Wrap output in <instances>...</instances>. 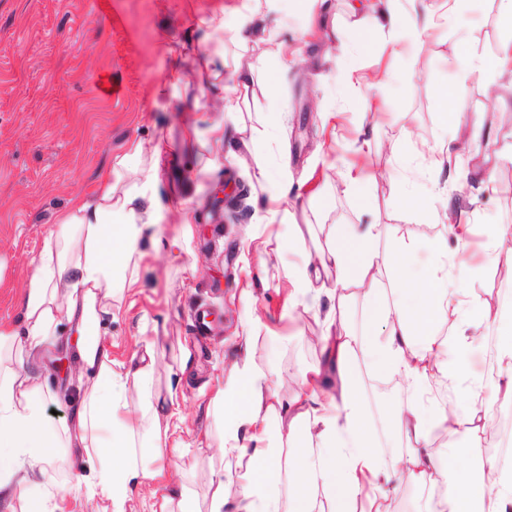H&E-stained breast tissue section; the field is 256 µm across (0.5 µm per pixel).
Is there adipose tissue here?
<instances>
[{
	"label": "adipose tissue",
	"instance_id": "ef3b65f1",
	"mask_svg": "<svg viewBox=\"0 0 512 512\" xmlns=\"http://www.w3.org/2000/svg\"><path fill=\"white\" fill-rule=\"evenodd\" d=\"M508 33L496 53L463 61L466 75L481 76L512 63V0H501ZM91 198L75 203L60 233L45 239L22 299L24 332L0 327V500L19 512H63L47 469L62 464L94 512H129L134 490L144 480L163 477L168 439L176 430L178 407L148 406L150 444L141 447L130 419L129 393H150L158 365L153 345L124 368L112 359L106 331L113 303L125 284L136 283L134 256L144 232L157 223L161 201L156 176L116 194L111 171L99 177ZM326 249L284 269L292 298H329L324 329L317 341L336 375L325 384L319 368L306 370L293 399H283L271 374L257 363L258 330H243V356L224 368L210 401L223 425L220 454L235 474L234 500L215 474L208 505L187 490L162 495L151 512H389L388 485L434 487L449 465L431 451L435 437L454 436L458 425L485 433L489 414L477 392L465 408L436 398L433 385L455 389L468 374L476 339L434 331L448 309L464 323L486 322V308L468 300L455 285L461 269L447 240L431 244L424 275L381 289V269L411 262L415 245L395 241L379 247L376 224L330 229ZM364 301L359 327H348V304ZM77 334L73 358L77 387L73 409L61 427L45 417L48 397L26 367L36 352L56 346L59 325ZM374 375L404 386L405 401L372 404L359 381L357 359ZM388 417L409 454L388 460L385 437L375 430V414ZM417 512H512V456L486 459L479 474L461 467L443 499L425 500Z\"/></svg>",
	"mask_w": 512,
	"mask_h": 512
}]
</instances>
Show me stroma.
<instances>
[{
	"mask_svg": "<svg viewBox=\"0 0 512 512\" xmlns=\"http://www.w3.org/2000/svg\"><path fill=\"white\" fill-rule=\"evenodd\" d=\"M368 2L274 0L262 24L281 37L258 44L234 36L242 0H0V323L19 322L31 261L61 231L71 201L93 196L100 172L140 144L133 169L112 182L128 190L157 164L163 210L140 242L139 280L107 330L113 359L125 364L157 341L154 394L176 396L185 416L183 446L166 467L185 472L199 497L222 466L209 405L220 369L239 355L245 320L255 318L260 344L274 348L260 364L283 397L294 396L303 369L324 361L315 338L328 299L290 306L282 268L259 266L263 248L299 262L324 244L330 224L383 225L385 248L447 238L470 298L490 311L473 378L512 336L492 262L498 247H512V129L500 127L512 114V65L491 87L462 80L459 69L496 50L500 0H470L452 25L432 19L420 47L374 29L363 52L356 22ZM218 10L220 36L200 23ZM219 44L224 62L213 77L199 57ZM259 56L265 66L237 88L241 111L229 118L223 87ZM460 80L464 107L448 126L438 91ZM106 84L116 94L104 95ZM457 169L465 183L454 181ZM265 179L287 185V195L262 190ZM226 182L234 191L216 202ZM452 224L469 225L463 240L450 237ZM496 228L502 239L490 237ZM52 359L47 349L27 367L51 393L46 408L58 426L76 377L57 375Z\"/></svg>",
	"mask_w": 512,
	"mask_h": 512,
	"instance_id": "1",
	"label": "stroma"
}]
</instances>
